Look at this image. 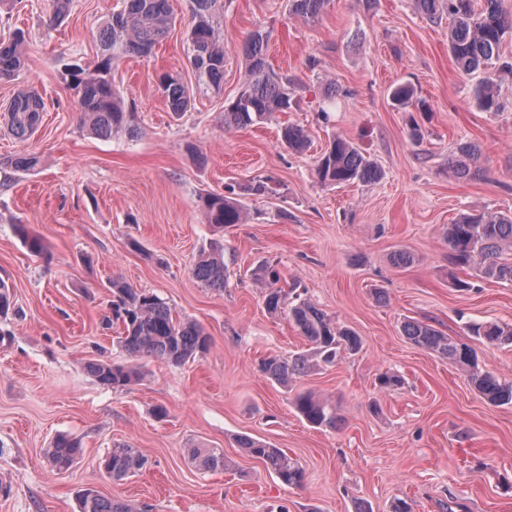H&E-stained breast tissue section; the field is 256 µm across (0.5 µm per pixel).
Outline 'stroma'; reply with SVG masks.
Instances as JSON below:
<instances>
[{"instance_id": "35a3bbf8", "label": "stroma", "mask_w": 512, "mask_h": 512, "mask_svg": "<svg viewBox=\"0 0 512 512\" xmlns=\"http://www.w3.org/2000/svg\"><path fill=\"white\" fill-rule=\"evenodd\" d=\"M177 18L148 57L121 60L114 84L135 134H89L66 65L93 70L98 31L119 0H72L51 24L52 0H0V39L26 36L24 69L0 80V110L35 87L45 108L37 134L17 139L0 127V158L31 153L22 174L0 167V280L11 310L0 315V512H78L79 490L137 504L141 512H512V404L488 401L459 366L411 344L404 320L434 326L468 344L481 367L512 380V346L471 336L467 325H512V284L481 279L448 262L446 225L462 212L512 214V74L488 75L501 108L474 104L477 77L448 51L447 15L428 17L415 0H329L318 19L288 13V0H224L220 29L228 62L223 89L200 87L183 31L188 0H169ZM271 30L267 60L294 81L293 107L264 124L224 127V103L240 91L247 34ZM194 89L191 109L169 112L160 73ZM336 98L325 104L327 84ZM412 86L428 112H406L389 96ZM306 131L301 152L280 141L282 125ZM355 142L375 161L378 180L322 185L317 160L332 136ZM480 151V176L455 178L448 159L463 144ZM267 180L246 197L241 224H208L202 199ZM40 237L28 251L19 227ZM224 255L226 282L197 281L200 252ZM410 257L405 266L396 253ZM271 265L278 281L264 276ZM158 295L174 315L200 324L208 350L172 367L143 357L142 381L100 384L87 365L129 363L105 327L113 279ZM469 289L455 288V279ZM305 294L360 349L283 387L262 360L306 351L287 312L269 313L272 286ZM394 374L401 388H381ZM310 390L332 401L336 425L315 427L292 405ZM81 439L69 471L52 470L45 450L59 434ZM282 449L303 468L283 485L237 439ZM119 445L148 460L114 481L102 460ZM220 448L226 469L203 472L185 449Z\"/></svg>"}]
</instances>
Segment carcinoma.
<instances>
[{
	"label": "carcinoma",
	"mask_w": 512,
	"mask_h": 512,
	"mask_svg": "<svg viewBox=\"0 0 512 512\" xmlns=\"http://www.w3.org/2000/svg\"><path fill=\"white\" fill-rule=\"evenodd\" d=\"M121 9L101 28L98 39L101 58L91 73L77 65L69 66L72 84L77 91L78 106L90 131L103 138L120 132H135L134 114L126 111L112 83V67L130 55L147 57L176 24L169 0H120ZM327 0H289L290 15L303 20L318 17ZM427 16L445 13L451 20L448 47L457 69L472 74L487 68L499 58L504 36L512 34V16L500 10L499 0H484V8L476 11L473 0H416ZM221 0H190V20L185 29L190 63L198 82L214 91L221 89L226 50L219 31L217 10ZM271 33L257 28L240 47L247 69V79L239 94L224 104V128L244 129L261 124L276 112L292 107L290 80L270 68L266 51ZM24 36L15 31L0 40V79L11 78L24 67ZM159 88L169 111L181 114L190 109L193 95L179 76L163 73ZM393 103L409 107L415 97L409 85H399L390 93ZM477 105L486 112H497L500 105L490 82L482 83L475 92ZM44 102L32 87L23 88L5 109L8 133L19 139L31 137L38 129ZM281 142L292 150L307 146L305 130L293 124L281 128ZM478 150L473 145L460 147L459 154L448 160V170L457 178L476 174ZM39 158L34 154H15L0 160V166L16 172L36 169ZM316 173L323 184L345 185L368 183L379 179L377 164L366 157L351 141L333 139L318 160ZM229 194L211 193L204 199L205 218L217 227L241 224L246 217L242 201ZM450 262L461 268L476 267L479 275L490 281L512 283V216L499 213L462 214L446 230ZM191 273L209 288H224V257L201 254ZM115 318L124 325L119 343L133 356L153 357L171 366H182L204 352L209 337L196 322L173 316L170 306L153 293L137 291L119 281L112 282ZM286 295L272 288L265 297L268 312L284 308ZM288 317L300 336L311 344V352L288 357H270L262 362V372L270 380L288 385L321 363L329 364L342 355L358 349L360 341L353 332L336 326L322 310L302 300L288 308ZM470 332L492 344H512V326L482 322L469 326ZM403 335L416 347L431 351L467 370L471 385L494 403L512 404V381H502L480 368L472 350L433 326L407 320ZM90 371L102 384L123 389L137 379V373L105 361L89 364ZM293 405L298 414L316 427H336V408L311 392H299ZM239 447L250 457L262 461L285 485H299L303 470L279 448L244 437ZM82 454L81 441L71 435H60L48 449L49 462L57 471H67ZM191 463L204 471L224 468V449L189 448ZM148 459L130 445L109 451L103 461L114 480L135 476L146 467ZM80 512H137V507L123 500L108 498L93 488L79 491Z\"/></svg>",
	"instance_id": "1"
}]
</instances>
